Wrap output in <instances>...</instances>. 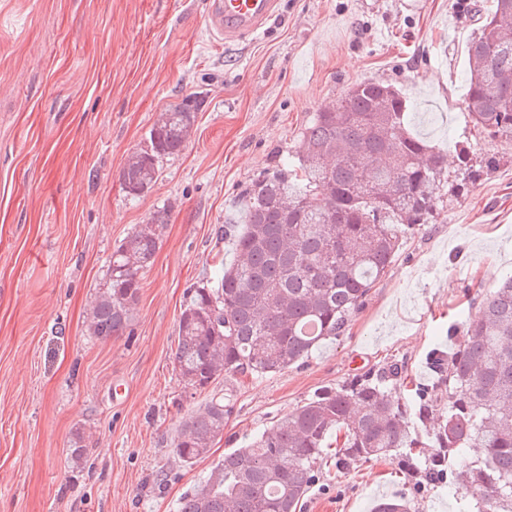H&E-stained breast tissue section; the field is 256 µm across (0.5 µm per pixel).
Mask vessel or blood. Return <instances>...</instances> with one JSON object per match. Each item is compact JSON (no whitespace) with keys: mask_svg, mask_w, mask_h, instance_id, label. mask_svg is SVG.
Returning a JSON list of instances; mask_svg holds the SVG:
<instances>
[{"mask_svg":"<svg viewBox=\"0 0 512 512\" xmlns=\"http://www.w3.org/2000/svg\"><path fill=\"white\" fill-rule=\"evenodd\" d=\"M279 0H211L210 31L225 42L258 34L275 14Z\"/></svg>","mask_w":512,"mask_h":512,"instance_id":"1","label":"vessel or blood"}]
</instances>
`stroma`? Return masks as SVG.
I'll use <instances>...</instances> for the list:
<instances>
[{
  "instance_id": "stroma-1",
  "label": "stroma",
  "mask_w": 512,
  "mask_h": 512,
  "mask_svg": "<svg viewBox=\"0 0 512 512\" xmlns=\"http://www.w3.org/2000/svg\"><path fill=\"white\" fill-rule=\"evenodd\" d=\"M210 0H0V512H179L225 453L322 389L395 368L448 401L430 365L452 352L486 293L512 276V140L464 110L474 5L492 0H279L264 33L227 45ZM430 105L432 146L467 140L479 179L408 237L343 335L270 375L187 388L174 353L186 289L231 263L224 213L275 151L297 154L312 113L352 84ZM201 99L185 149L144 196L120 170L162 112ZM169 224L141 273L131 335L90 336L88 304L113 249L159 209ZM233 412L194 464L173 453L180 421L212 397ZM90 435L72 470L74 426ZM456 512L441 484L389 460L323 466L301 512Z\"/></svg>"
}]
</instances>
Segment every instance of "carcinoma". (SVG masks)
<instances>
[{"label":"carcinoma","instance_id":"cac0c4a2","mask_svg":"<svg viewBox=\"0 0 512 512\" xmlns=\"http://www.w3.org/2000/svg\"><path fill=\"white\" fill-rule=\"evenodd\" d=\"M466 110L473 126L512 139V0L478 14L467 45ZM198 104L188 98L163 112L148 145L120 171L140 197L163 159L186 146ZM410 105L392 85L353 84L336 106L316 112L300 154L279 156L224 215L235 259L186 289L175 369L194 390L226 375L281 372L321 341L341 335L350 316L388 273L404 238L430 223L448 184L445 159L409 130ZM470 153L459 149L456 188L473 184ZM168 214L156 213L112 251L106 287L95 295L89 335L107 340L130 328L140 271L158 248ZM432 367L448 385V412L433 427L434 452L410 430L427 418L428 390L412 402L385 378L364 375L340 391L325 389L275 421L244 448L224 455L210 476L182 497L179 512H301L316 465L335 459H391L456 492L458 512H512V277L483 298L455 350ZM233 405L213 397L180 423L173 451L192 463L224 432ZM88 436L77 425L67 456L87 463ZM482 449L472 459L468 449Z\"/></svg>","mask_w":512,"mask_h":512}]
</instances>
